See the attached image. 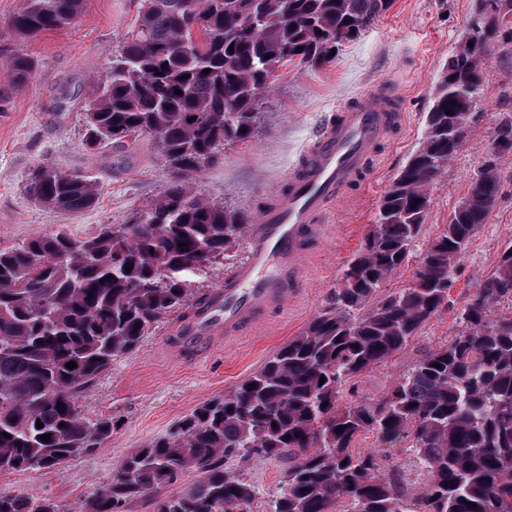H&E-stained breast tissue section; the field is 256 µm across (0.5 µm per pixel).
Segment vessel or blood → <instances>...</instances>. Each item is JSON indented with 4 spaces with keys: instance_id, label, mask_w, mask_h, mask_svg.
Segmentation results:
<instances>
[{
    "instance_id": "vessel-or-blood-1",
    "label": "vessel or blood",
    "mask_w": 512,
    "mask_h": 512,
    "mask_svg": "<svg viewBox=\"0 0 512 512\" xmlns=\"http://www.w3.org/2000/svg\"><path fill=\"white\" fill-rule=\"evenodd\" d=\"M404 118L399 100L382 84L340 103L304 146L287 187L270 190L245 258L172 329V349L202 362L221 338L252 330L265 313L296 299L310 242L325 235L331 208L348 199Z\"/></svg>"
}]
</instances>
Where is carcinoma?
Listing matches in <instances>:
<instances>
[{
    "instance_id": "carcinoma-1",
    "label": "carcinoma",
    "mask_w": 512,
    "mask_h": 512,
    "mask_svg": "<svg viewBox=\"0 0 512 512\" xmlns=\"http://www.w3.org/2000/svg\"><path fill=\"white\" fill-rule=\"evenodd\" d=\"M393 3L141 0L111 70L90 86L84 138L112 147L121 166L127 141L151 137L171 184L142 210L144 224H107L86 238L40 235L0 250V473L54 470L112 437L119 421L80 415V393L164 316L188 308L192 278L231 258L251 229L244 212L203 196L202 172L227 146L255 137L279 69L332 62L331 50ZM475 3L437 81L424 137L344 266L333 306L253 375L131 451L82 512H126L130 500L192 470L200 479L156 498V512H228L230 504L251 512L258 491L228 462L255 456L288 463L271 512H337L340 503L348 512H512V310H499L512 306V289L498 288L512 284V240L456 313L460 331L450 342L377 401L341 402L348 380L400 354L451 308L455 267L498 205L511 138L474 171L449 224L423 245L410 283L381 295L424 239L431 184L475 124L486 67L512 48V0ZM82 8L83 0H26L9 26L35 38L73 23ZM35 71L31 57L12 54L4 75L15 90ZM26 189L65 213L90 209L99 195L91 177L44 163L30 170ZM70 361L77 367L67 369ZM364 431L382 446L411 441L425 482L409 489L385 480L374 452L353 451ZM0 512L62 510L50 498L0 491Z\"/></svg>"
}]
</instances>
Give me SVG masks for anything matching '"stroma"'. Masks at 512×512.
Wrapping results in <instances>:
<instances>
[{
    "instance_id": "1",
    "label": "stroma",
    "mask_w": 512,
    "mask_h": 512,
    "mask_svg": "<svg viewBox=\"0 0 512 512\" xmlns=\"http://www.w3.org/2000/svg\"><path fill=\"white\" fill-rule=\"evenodd\" d=\"M23 5L24 0H0V46L37 63L29 84L11 92L0 112V250L60 230L84 238L106 224L131 223L169 185V172L151 138L130 145L127 162L119 168L112 164L111 149L93 153L84 143L86 86L109 69L139 0H84L74 23L35 40L18 38L4 25ZM473 6V0H395L357 39L343 42L332 63L317 68L290 64L278 70L272 91L263 99L265 119L256 138L228 146L223 159L201 177L207 198L248 215L264 208L271 186L286 185L303 146L339 101L381 81L402 90L407 113L405 128L386 143L382 163L355 185L351 203L337 204L330 214L327 233L313 248L298 297L285 309L267 313L260 330L222 343L196 365L166 346L165 336L176 317L165 316L137 351L116 360L79 397L78 408L85 417L109 415L119 420L111 439L56 471L2 473L0 490L50 498L65 512H78L82 500L108 484L113 468L129 452L166 434L193 409L257 371L277 348L330 307L344 264L373 224L389 183L422 138L440 70L465 30ZM486 79L485 95L477 107L480 117L434 187L426 236H434L447 224L487 151L491 128L502 115H512V54L496 55ZM65 91L70 100L65 109H57ZM41 162L94 176L100 185L95 207L67 214L32 201L25 189L26 177ZM499 175L498 206L459 265L451 292L458 307L479 287L504 243L512 239V156L502 161ZM457 332L453 314L441 313L399 355L350 379L342 392L344 401L378 400L416 359L450 342ZM356 447L377 451L380 474L395 484L414 487L425 480L407 444L383 451L375 433L367 431ZM286 468L284 462L263 458L239 465L242 476L258 490L253 512H268L270 496Z\"/></svg>"
}]
</instances>
